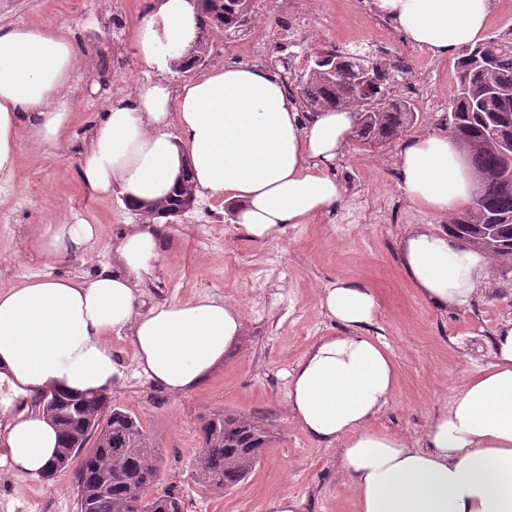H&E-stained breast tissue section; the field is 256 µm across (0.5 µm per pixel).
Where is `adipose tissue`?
I'll list each match as a JSON object with an SVG mask.
<instances>
[{
    "label": "adipose tissue",
    "mask_w": 512,
    "mask_h": 512,
    "mask_svg": "<svg viewBox=\"0 0 512 512\" xmlns=\"http://www.w3.org/2000/svg\"><path fill=\"white\" fill-rule=\"evenodd\" d=\"M414 45L439 57L484 40L490 0H376ZM192 0H154L134 48L165 70L198 35ZM75 45L50 27L0 31V179L15 169L19 128L32 144L60 148L73 103L67 94ZM352 110L302 113L280 78L259 64L215 67L178 88L144 81L93 123L80 177L125 206L157 199L190 165L196 193L222 199L237 230L256 242L340 207L347 190L321 167L353 134ZM401 188L438 215L465 210L475 190L463 148L448 134L416 139L400 155ZM100 230L85 218L42 224L30 254L56 262L87 251ZM419 295L444 310L468 308L487 277V255L419 226L399 245ZM162 259L158 231L131 224L112 260L90 276L37 277L0 290V467L39 479L59 433L39 411L19 407L55 390L108 392L123 365L112 336L130 341L138 374L180 395L198 388L244 334L239 306L204 295L144 307L140 286ZM341 333L320 338L288 374V410L315 442L338 445L358 512H512V320L497 329L492 362L471 376L422 439L371 429L397 384L380 337L373 288L337 281L322 293Z\"/></svg>",
    "instance_id": "1"
}]
</instances>
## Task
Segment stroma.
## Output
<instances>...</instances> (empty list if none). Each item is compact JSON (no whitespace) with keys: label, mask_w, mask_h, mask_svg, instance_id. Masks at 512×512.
Returning a JSON list of instances; mask_svg holds the SVG:
<instances>
[{"label":"stroma","mask_w":512,"mask_h":512,"mask_svg":"<svg viewBox=\"0 0 512 512\" xmlns=\"http://www.w3.org/2000/svg\"><path fill=\"white\" fill-rule=\"evenodd\" d=\"M302 6L313 18L305 52L329 45L344 49L356 38L384 40L406 56L411 77L431 86L439 107L417 104L414 125L381 148L349 140L326 167L346 185V202L313 223L289 226L282 236L259 243L237 231L222 200L202 197L164 225L162 260L143 285L144 301L219 295L241 308L246 327L223 367L199 389L179 396L137 375L128 341L112 340L124 374L110 401L139 417L165 460L160 486L180 497L184 512H263V500L272 494L297 498L301 512H357L336 447L316 445L288 413V371L311 345L339 330L320 305L329 283L354 280L375 290L379 309L369 333L388 344L399 375L391 404L373 426L411 439L422 438L468 378L490 362L495 330L512 319V271L491 266L471 306L445 313L418 295L399 260L398 245L410 229L430 224L442 230L448 224L406 197L398 160L416 138L443 133L455 57L441 59L410 44L374 0H302ZM151 9L152 0H0L1 30L51 27L79 48L77 79L69 90L72 121L62 148L48 152L20 139L14 176L0 184V289L37 276L94 273L111 261L112 245L126 225L140 223L117 197L91 193L78 170L87 130L111 104L145 80L175 88L187 79L152 70L135 54L136 29ZM69 213L100 225L98 241L70 260L31 259L28 231ZM275 254L284 271L276 270ZM226 411L264 417L273 441L249 478L224 492L202 487L192 462L202 422ZM0 512H77L73 469L46 481L0 469Z\"/></svg>","instance_id":"stroma-1"}]
</instances>
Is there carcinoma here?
I'll list each match as a JSON object with an SVG mask.
<instances>
[{"instance_id":"carcinoma-1","label":"carcinoma","mask_w":512,"mask_h":512,"mask_svg":"<svg viewBox=\"0 0 512 512\" xmlns=\"http://www.w3.org/2000/svg\"><path fill=\"white\" fill-rule=\"evenodd\" d=\"M199 33L247 27L253 10L246 0H196ZM456 88L448 107V129L466 149L478 184L469 209L448 224V236L483 251L512 271V149L493 137L497 116H512V39H490L462 49L456 62ZM371 67L381 83L365 92L360 84ZM302 84L296 86L307 112L348 107L358 114L355 131L370 147L398 139L416 118L407 99L389 97L393 66H384L359 51L334 46L304 56ZM44 409L58 426L61 445L55 463L66 467L83 454L75 475L78 512H183L181 501L157 490L152 478L164 460L137 416L108 407L102 393L54 392ZM202 448L192 463L196 481L230 490L252 473L269 443L260 417L215 415L200 428Z\"/></svg>"}]
</instances>
